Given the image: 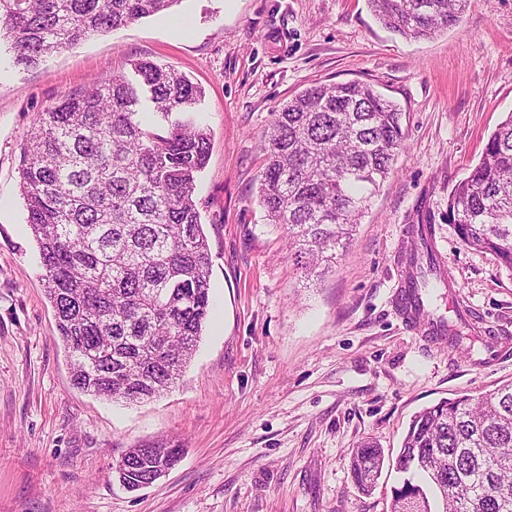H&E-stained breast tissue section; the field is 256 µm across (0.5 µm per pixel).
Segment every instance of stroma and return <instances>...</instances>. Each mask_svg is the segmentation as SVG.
<instances>
[{
	"label": "stroma",
	"mask_w": 512,
	"mask_h": 512,
	"mask_svg": "<svg viewBox=\"0 0 512 512\" xmlns=\"http://www.w3.org/2000/svg\"><path fill=\"white\" fill-rule=\"evenodd\" d=\"M204 91L194 118L209 161L195 201L213 258L212 309L177 384L142 403L76 389L19 188L38 112L137 60ZM374 85L403 113L405 147L322 279L305 283L284 227L259 202L274 114L317 83ZM512 113V0H466L459 27L425 41L385 29L368 0H178L46 57L13 62L0 39V512H390L399 476L359 492L350 454L366 438L398 452L412 415L512 381V274L467 248L448 196ZM426 225L464 309L461 349L400 313L401 255ZM169 438L183 455L127 492L112 466Z\"/></svg>",
	"instance_id": "1"
}]
</instances>
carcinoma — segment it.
Wrapping results in <instances>:
<instances>
[{
	"label": "carcinoma",
	"mask_w": 512,
	"mask_h": 512,
	"mask_svg": "<svg viewBox=\"0 0 512 512\" xmlns=\"http://www.w3.org/2000/svg\"><path fill=\"white\" fill-rule=\"evenodd\" d=\"M178 0H0V31L14 64L38 65L93 34L165 13ZM391 32L421 41L459 25L465 0H369ZM136 89L106 75L37 113L23 147L20 190L42 281L75 388L129 403L175 386L210 307L212 256L194 200L210 134L186 117L203 91L150 60L135 64ZM169 123L157 132L140 112ZM403 112L373 86H311L274 113L263 144L260 202L268 223L288 230L304 278H321L351 239L367 203L404 147ZM448 214L464 245L489 252L512 273V114L490 135L478 163L452 190ZM408 287L445 276L406 254ZM182 449L146 442L126 449L123 486L155 481ZM376 442L350 459L354 485L372 490L384 465ZM406 475L390 512H512V382L444 399L413 416L392 461Z\"/></svg>",
	"instance_id": "obj_1"
}]
</instances>
